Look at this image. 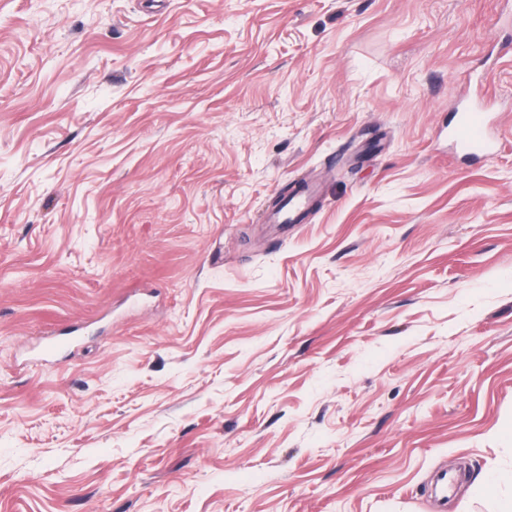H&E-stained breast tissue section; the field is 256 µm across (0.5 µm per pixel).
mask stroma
<instances>
[{
	"label": "stroma",
	"mask_w": 512,
	"mask_h": 512,
	"mask_svg": "<svg viewBox=\"0 0 512 512\" xmlns=\"http://www.w3.org/2000/svg\"><path fill=\"white\" fill-rule=\"evenodd\" d=\"M441 468L512 512V0H0V512H439ZM455 143L472 154H478L489 148L488 123L480 109L462 112L453 128ZM319 193L315 183L305 182L302 190L288 200L280 210L266 217L270 224H300L303 218V211Z\"/></svg>",
	"instance_id": "1"
}]
</instances>
